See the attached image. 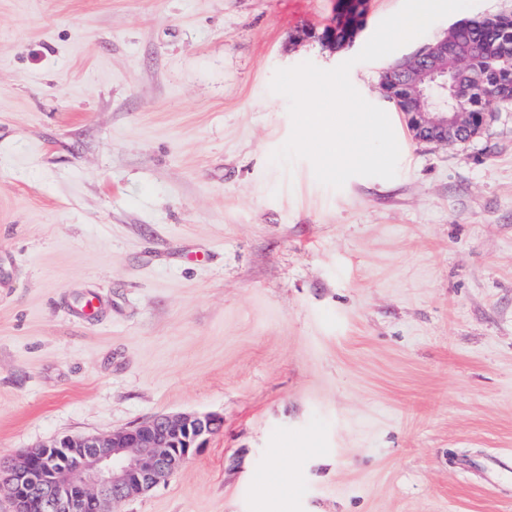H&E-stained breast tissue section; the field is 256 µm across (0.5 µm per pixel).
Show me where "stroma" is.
Masks as SVG:
<instances>
[{"label":"stroma","mask_w":512,"mask_h":512,"mask_svg":"<svg viewBox=\"0 0 512 512\" xmlns=\"http://www.w3.org/2000/svg\"><path fill=\"white\" fill-rule=\"evenodd\" d=\"M336 0H0V463L64 435L217 414L113 512H512V109L396 177L271 153L279 68L382 78L476 0L354 63ZM102 302L78 317L90 294Z\"/></svg>","instance_id":"stroma-1"}]
</instances>
